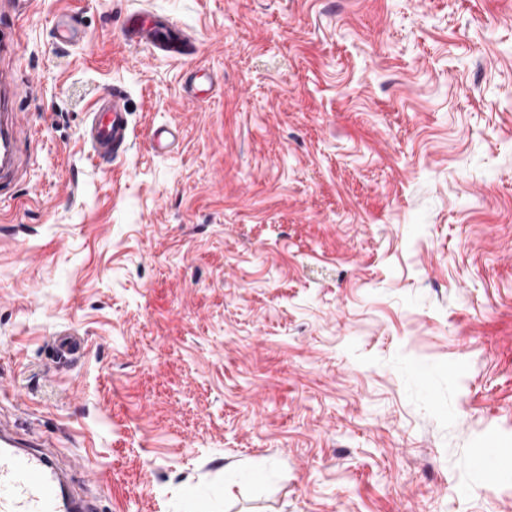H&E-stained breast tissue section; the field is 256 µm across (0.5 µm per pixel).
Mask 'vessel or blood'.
<instances>
[{
    "label": "vessel or blood",
    "mask_w": 512,
    "mask_h": 512,
    "mask_svg": "<svg viewBox=\"0 0 512 512\" xmlns=\"http://www.w3.org/2000/svg\"><path fill=\"white\" fill-rule=\"evenodd\" d=\"M36 8V0H0V18L11 17L10 26L0 25V57L14 53L19 43L20 23ZM57 44L81 43L83 32L74 16L62 11L51 20ZM125 40L152 53L184 59L195 51L191 32L170 19L149 12H131L125 22ZM21 88L9 73L0 72V180L17 174L22 166L17 134L22 127L18 113L9 109ZM181 132L177 127L159 125L150 133V147L163 154L176 147ZM135 133L127 119L125 94L120 89L104 92L86 114L83 142L96 163L116 161L131 150ZM51 347L60 362L73 363L84 354L85 340L72 329L55 334ZM512 452L508 449H479L476 464L490 475H498ZM0 512H99L94 497L85 494L73 468L62 464L47 440L27 436L18 426L0 421Z\"/></svg>",
    "instance_id": "b4317fda"
}]
</instances>
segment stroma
<instances>
[{
  "instance_id": "stroma-1",
  "label": "stroma",
  "mask_w": 512,
  "mask_h": 512,
  "mask_svg": "<svg viewBox=\"0 0 512 512\" xmlns=\"http://www.w3.org/2000/svg\"><path fill=\"white\" fill-rule=\"evenodd\" d=\"M133 10L196 54L127 45ZM0 68L35 84L0 417L100 512H512V467L474 465L512 448V0H43ZM112 86L137 139L100 167L81 128ZM52 32L57 44L71 46L83 41V32L77 25V20L68 12L55 14L51 20ZM181 131L174 126L158 125L150 132L149 141L151 150L156 154H163L176 147L180 140ZM51 347L60 363H73L83 356L85 340L77 331L64 329L51 339ZM509 455L511 457L510 449L504 448L492 452L488 449L482 448L477 450L475 461L479 468L492 476H496L500 473L503 463L508 460Z\"/></svg>"
}]
</instances>
